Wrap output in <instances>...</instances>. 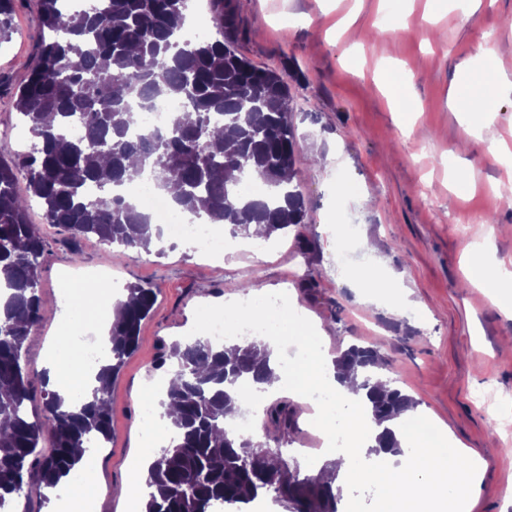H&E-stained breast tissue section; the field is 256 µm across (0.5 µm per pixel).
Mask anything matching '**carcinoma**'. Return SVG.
Masks as SVG:
<instances>
[{
  "label": "carcinoma",
  "mask_w": 512,
  "mask_h": 512,
  "mask_svg": "<svg viewBox=\"0 0 512 512\" xmlns=\"http://www.w3.org/2000/svg\"><path fill=\"white\" fill-rule=\"evenodd\" d=\"M69 0H38L42 34L36 65L16 93L15 105L34 143L11 160L0 159V510L21 495L53 490L79 470L77 448L109 440L110 384L65 399L31 390L21 364L24 344L44 317L38 295L44 239L29 222L28 202H41L48 224L74 239L137 250L162 240L158 224L141 204L112 188L149 169L157 190L173 182V207L182 214L223 224L248 236L251 224L265 237L288 234L307 217L293 186L298 146L290 121L292 96L275 71L256 67L238 50L243 35L234 0H210L215 37L179 40L183 0H97L90 8ZM16 0H0V41L13 33ZM158 97L185 103L163 129H137L138 110ZM79 124L83 134L70 128ZM256 171L266 186L248 198L242 185ZM26 194L17 191L19 177ZM114 306L108 378L136 349L141 322L157 294L127 286ZM178 429L148 466L146 512H224L272 498L289 512H337L342 488L335 472L304 475L300 464L269 441L297 430L296 407L286 401L266 410L265 442L239 439L224 418L248 388L270 381L266 345L218 348L200 338L169 350ZM336 374L361 377L374 422L383 430L371 451L403 454L384 426L417 402L399 388L384 392L375 379L378 350L351 345L336 355ZM51 448L43 456V440Z\"/></svg>",
  "instance_id": "carcinoma-1"
}]
</instances>
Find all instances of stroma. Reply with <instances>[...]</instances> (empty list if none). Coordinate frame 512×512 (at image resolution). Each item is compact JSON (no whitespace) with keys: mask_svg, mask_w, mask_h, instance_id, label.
I'll return each instance as SVG.
<instances>
[{"mask_svg":"<svg viewBox=\"0 0 512 512\" xmlns=\"http://www.w3.org/2000/svg\"><path fill=\"white\" fill-rule=\"evenodd\" d=\"M245 27L240 51L285 75L299 147L294 183L309 214L292 236L241 241L226 256L191 244L164 255L106 250L97 238L72 242L45 224L39 203L30 219L45 252L39 295L45 310L23 349L28 382L41 392L47 357L61 347L58 313L64 279L94 282L107 271L118 286L147 284L157 303L140 342L110 387L112 435L93 468L95 512H125L112 494L126 483L145 446L141 392L168 378L165 349L206 332L209 317L249 295L266 309L272 297L300 305L312 341L335 357L357 343L377 347L384 375L418 402L400 431L428 421L439 442L456 439L485 462L472 512H512V291L475 302L464 248L492 238L497 259L512 267V161H491L492 147L512 148V97L474 91L466 65L477 63L484 33L503 49L485 66L512 80V0H480L473 20L448 0H235ZM37 0H18L12 39L0 44V74L21 83L35 60ZM495 107L499 115L469 154L450 150L461 138L451 99ZM11 94L0 91V157L30 148ZM368 235L401 276L403 289L371 293L351 279L361 262L351 252L340 269L335 225ZM498 413L490 423V413Z\"/></svg>","mask_w":512,"mask_h":512,"instance_id":"1","label":"stroma"}]
</instances>
